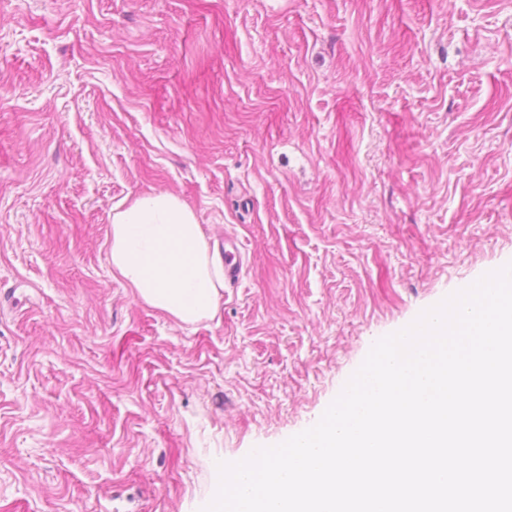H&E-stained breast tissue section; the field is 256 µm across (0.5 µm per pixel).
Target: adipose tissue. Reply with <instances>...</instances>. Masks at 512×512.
<instances>
[{
    "mask_svg": "<svg viewBox=\"0 0 512 512\" xmlns=\"http://www.w3.org/2000/svg\"><path fill=\"white\" fill-rule=\"evenodd\" d=\"M109 262L143 303L179 323L216 319L224 260L195 212L170 192H153L112 210Z\"/></svg>",
    "mask_w": 512,
    "mask_h": 512,
    "instance_id": "1",
    "label": "adipose tissue"
}]
</instances>
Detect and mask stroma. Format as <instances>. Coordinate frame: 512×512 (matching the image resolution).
Listing matches in <instances>:
<instances>
[{"label": "stroma", "instance_id": "35a3bbf8", "mask_svg": "<svg viewBox=\"0 0 512 512\" xmlns=\"http://www.w3.org/2000/svg\"><path fill=\"white\" fill-rule=\"evenodd\" d=\"M168 191L213 321L113 277ZM512 262V0H0V512H202L378 339ZM238 257L230 237L224 239V259L212 250L195 212L173 193L153 192L112 209V275L179 323L217 318L224 278L239 276Z\"/></svg>", "mask_w": 512, "mask_h": 512}]
</instances>
